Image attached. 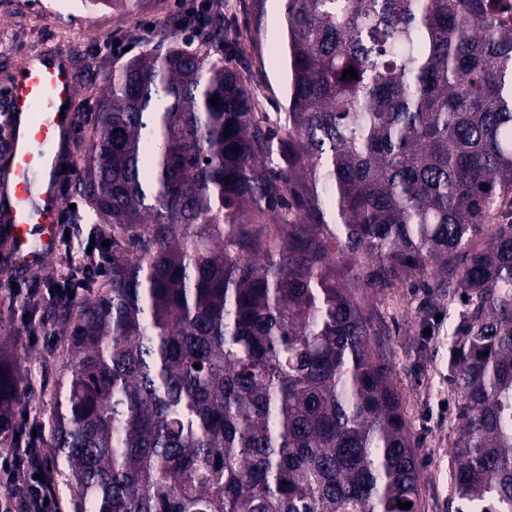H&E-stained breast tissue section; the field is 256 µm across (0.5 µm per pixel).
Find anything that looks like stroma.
<instances>
[{"label": "stroma", "mask_w": 512, "mask_h": 512, "mask_svg": "<svg viewBox=\"0 0 512 512\" xmlns=\"http://www.w3.org/2000/svg\"><path fill=\"white\" fill-rule=\"evenodd\" d=\"M53 0H0V123L8 110L4 91L21 61L67 50L80 101L95 106V88L112 69L113 40L125 39L141 20L164 26L175 14L174 0H150L140 14L99 8L77 16L53 13ZM228 19L225 65L239 71L255 89L257 108L271 123L283 122L287 110L282 62V0H266L262 26H255L252 0H224ZM62 254L45 270L20 276L0 271V357L19 363L18 384L25 396L19 414L42 425L44 448L52 446V402L58 390L64 357L60 342L65 323L47 290L65 273ZM37 288L44 297L33 316L46 334L30 341L14 314L13 288ZM464 302L444 288L404 285L389 289L374 302L384 341L390 350L392 374L403 394L406 423L416 441L422 472L418 512H456L452 497L456 395L448 383V342Z\"/></svg>", "instance_id": "obj_1"}]
</instances>
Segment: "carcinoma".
I'll return each instance as SVG.
<instances>
[{
  "mask_svg": "<svg viewBox=\"0 0 512 512\" xmlns=\"http://www.w3.org/2000/svg\"><path fill=\"white\" fill-rule=\"evenodd\" d=\"M187 23L105 77L66 186L116 231L64 308L53 458L84 512H417L372 302L429 280L466 295L458 512H512V0H284L279 129L213 55L220 8ZM20 402L0 361V426Z\"/></svg>",
  "mask_w": 512,
  "mask_h": 512,
  "instance_id": "obj_1",
  "label": "carcinoma"
}]
</instances>
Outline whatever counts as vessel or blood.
Instances as JSON below:
<instances>
[{
  "label": "vessel or blood",
  "mask_w": 512,
  "mask_h": 512,
  "mask_svg": "<svg viewBox=\"0 0 512 512\" xmlns=\"http://www.w3.org/2000/svg\"><path fill=\"white\" fill-rule=\"evenodd\" d=\"M63 53L24 61L6 91L9 123L0 134V264L25 274L42 270L56 251L64 168L62 141L74 140L80 110Z\"/></svg>",
  "instance_id": "obj_1"
}]
</instances>
